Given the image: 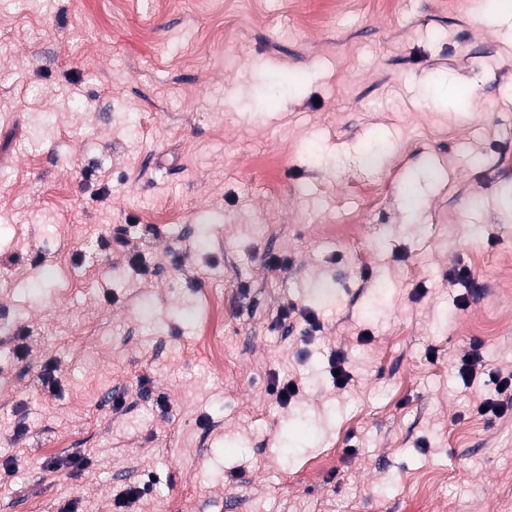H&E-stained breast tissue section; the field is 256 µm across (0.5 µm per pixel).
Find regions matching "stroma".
<instances>
[{
    "instance_id": "1",
    "label": "stroma",
    "mask_w": 512,
    "mask_h": 512,
    "mask_svg": "<svg viewBox=\"0 0 512 512\" xmlns=\"http://www.w3.org/2000/svg\"><path fill=\"white\" fill-rule=\"evenodd\" d=\"M509 85L484 0H0V512H113L150 473L133 512H512V416L455 370L476 340L512 370ZM119 224L147 274L102 247ZM215 304L219 320L220 305H222V300L219 296H216L212 301L210 317L207 323V338L210 346L214 350L211 370L216 374H222L224 372V341L220 336L221 323L215 322L214 318L212 317L213 307ZM153 481V475H148L147 480L143 483L137 486H130L121 492L117 498L114 499V505L116 509L122 510L116 511H126L125 509L132 506V504L142 498L150 490Z\"/></svg>"
}]
</instances>
